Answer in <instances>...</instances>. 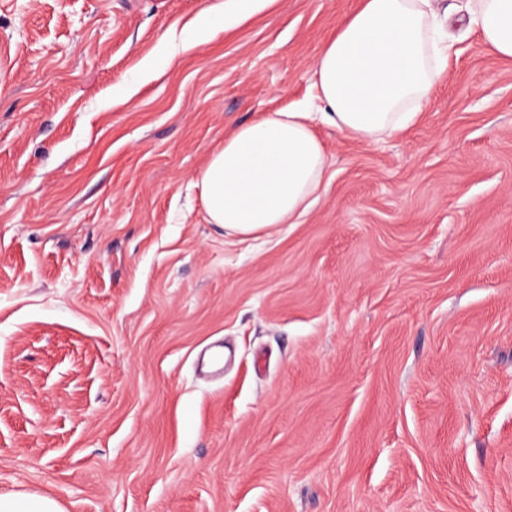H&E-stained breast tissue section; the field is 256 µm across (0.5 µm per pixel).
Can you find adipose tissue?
Instances as JSON below:
<instances>
[{
    "label": "adipose tissue",
    "mask_w": 512,
    "mask_h": 512,
    "mask_svg": "<svg viewBox=\"0 0 512 512\" xmlns=\"http://www.w3.org/2000/svg\"><path fill=\"white\" fill-rule=\"evenodd\" d=\"M277 3L224 0L200 16L197 40ZM468 13L484 43L512 58V0H468ZM447 56L434 0H362L312 64L315 110L270 112L238 127L198 172L208 223L239 238L300 223L324 190L328 166L315 119L369 144L393 137L415 121Z\"/></svg>",
    "instance_id": "obj_1"
}]
</instances>
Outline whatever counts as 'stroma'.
<instances>
[{
    "label": "stroma",
    "instance_id": "obj_1",
    "mask_svg": "<svg viewBox=\"0 0 512 512\" xmlns=\"http://www.w3.org/2000/svg\"><path fill=\"white\" fill-rule=\"evenodd\" d=\"M0 0V493L64 512H512V59L453 46L379 144L244 242L195 174L314 100L359 0ZM234 357L218 381L197 354ZM279 0H225L224 6L216 7L200 16L197 23V43L206 42L220 30H230L241 25L258 13L271 9Z\"/></svg>",
    "mask_w": 512,
    "mask_h": 512
}]
</instances>
